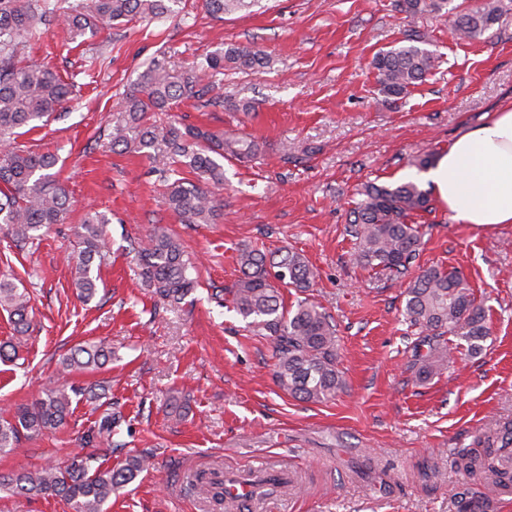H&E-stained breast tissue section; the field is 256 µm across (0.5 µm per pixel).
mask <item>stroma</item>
I'll return each instance as SVG.
<instances>
[{
	"label": "stroma",
	"mask_w": 512,
	"mask_h": 512,
	"mask_svg": "<svg viewBox=\"0 0 512 512\" xmlns=\"http://www.w3.org/2000/svg\"><path fill=\"white\" fill-rule=\"evenodd\" d=\"M395 0H259L218 20L202 0L177 16L134 21L82 40L57 24L21 52L51 67L72 89L65 108L19 137L36 153H57L74 203L66 223L16 247L0 237V279L30 296L32 327L16 361L0 360V415L31 403L51 379L102 384L122 424L96 454L109 465L144 453L154 471L113 493L107 512H213L189 474L235 471L263 459L282 476L252 512H461L460 492L483 483L454 465L459 448L484 454V440L512 421V224L490 230L451 219L431 201L413 215L424 263L458 269L486 311L481 354L460 357L420 383L407 369L415 331L404 321L409 278L353 264L345 232L357 191L426 172L413 157L440 154L462 133L512 104V16L470 42L444 19L415 26L440 59L437 70L398 106L383 103L373 56L402 39ZM230 44L267 54L270 67H225L212 79L224 104L186 99L151 115L160 127L197 126L266 142L250 164L224 160L216 223L185 227L162 201L166 177L135 153L97 144L143 65L181 74ZM256 109L241 111L243 101ZM290 159L281 162L279 148ZM106 215L110 253L100 289L83 303L65 255L87 211ZM164 224L179 237L198 285L176 306L153 297L134 243ZM287 246L317 269L308 291L337 326L338 367L346 381L326 403L296 400L273 375L274 341L246 329L218 289L237 279L238 251ZM103 342L112 360L61 374L70 347ZM99 417L80 403L69 422L22 439L1 456L0 473L60 463L83 452Z\"/></svg>",
	"instance_id": "35a3bbf8"
}]
</instances>
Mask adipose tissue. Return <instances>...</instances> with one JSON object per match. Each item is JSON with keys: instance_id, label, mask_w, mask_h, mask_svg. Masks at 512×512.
<instances>
[{"instance_id": "1", "label": "adipose tissue", "mask_w": 512, "mask_h": 512, "mask_svg": "<svg viewBox=\"0 0 512 512\" xmlns=\"http://www.w3.org/2000/svg\"><path fill=\"white\" fill-rule=\"evenodd\" d=\"M428 178L456 222L512 224V105L458 136Z\"/></svg>"}]
</instances>
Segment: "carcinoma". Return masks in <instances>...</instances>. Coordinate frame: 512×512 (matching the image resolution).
I'll return each mask as SVG.
<instances>
[{
	"label": "carcinoma",
	"instance_id": "obj_1",
	"mask_svg": "<svg viewBox=\"0 0 512 512\" xmlns=\"http://www.w3.org/2000/svg\"><path fill=\"white\" fill-rule=\"evenodd\" d=\"M183 0H86L81 9L65 15L64 23L73 37L96 35L105 25L150 21L173 14ZM258 0H205L207 11L216 18L247 9ZM451 0H396L395 9L412 22L432 14L446 17ZM512 13V0H476L453 13L451 34L459 39H479L499 26ZM59 21L56 9L42 0H0V143L11 149L0 154V233L16 245L40 238L51 224L65 223L71 200L65 187L51 170L58 157L50 152L33 153L16 140L45 122L64 107L69 86L51 68L24 63L20 50L45 34ZM424 36L416 28L405 30L402 40L377 52L371 67L384 102L395 105L410 88L426 79L437 66L438 57L422 47ZM229 64L238 69L269 67V57L250 47L229 45L223 51L196 62L190 73L177 76L162 64H152L138 77L136 87L126 95L118 121L108 134L112 149L135 151L156 163L187 170L197 177L184 176L167 185L164 205L187 226L211 224L217 203L211 190L224 184L220 158L250 162L264 153L257 140L229 137L222 132L171 125L165 129L147 122L150 112H165L181 99L202 98L209 92L206 79ZM362 199L350 212L347 232L354 238L356 266L404 276L417 267L419 274L410 284L404 314L417 331L410 368L415 380L426 382L445 370L454 357L444 340L447 334H462L465 351L478 355L489 336L485 310L465 279L456 270L421 263V236L409 223L416 212L429 206V193L408 180L394 186L369 184ZM109 219L98 212L88 213L76 230L78 253L67 257L72 264L73 286L78 297L91 302L98 292L100 277L95 262H103L107 250L105 224ZM142 276L154 294L170 305H178L195 286L184 251L167 227L158 225L147 243L138 249ZM240 276L228 290L236 312L259 334L273 337L275 377L288 395L310 403L328 402L345 387L336 354V326L321 305L309 298L289 309L281 289L302 293L310 288L316 272L304 254L288 249L267 253L245 245L239 249ZM0 308L6 310L18 336L27 334L29 297L7 280L0 279ZM112 360V351L102 344L85 342L75 346L62 360L63 371L97 368ZM103 394L92 388L78 389L51 383L28 405L19 406L9 418H0V454L16 449L21 435L38 436L56 429L73 415V403H94ZM119 418L112 403L84 436L87 444H112ZM493 451L484 458L467 449L456 451L455 464L484 482L487 489L512 484V473L489 466ZM150 468L145 455L129 454L116 467L106 466L93 453L76 455L61 465L49 464L17 473L0 474V490L22 495L38 492L58 497L69 512H104L112 493L132 483ZM210 501L219 509L236 506L237 497L224 491V482L214 473L195 476ZM463 512H487L490 497L483 493H462Z\"/></svg>",
	"mask_w": 512,
	"mask_h": 512
}]
</instances>
